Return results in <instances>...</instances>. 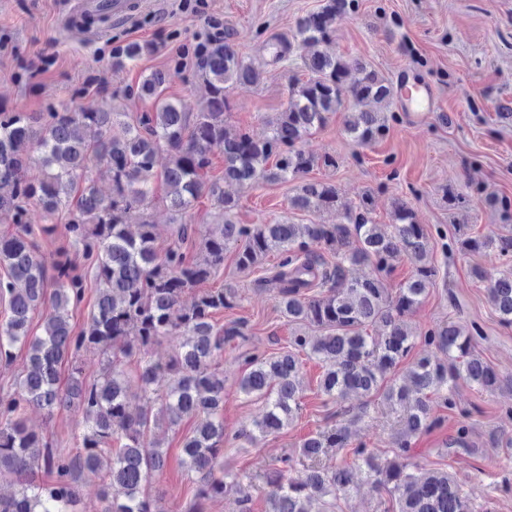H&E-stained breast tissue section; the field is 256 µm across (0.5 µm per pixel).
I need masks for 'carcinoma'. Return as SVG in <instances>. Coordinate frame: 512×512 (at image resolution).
Segmentation results:
<instances>
[{"mask_svg":"<svg viewBox=\"0 0 512 512\" xmlns=\"http://www.w3.org/2000/svg\"><path fill=\"white\" fill-rule=\"evenodd\" d=\"M359 7V0H321L318 10L296 22L292 39L271 43L277 61L299 51L308 79L292 77L288 108L267 121L264 138L232 134L224 125L230 90L255 78L229 32L197 49L208 96L193 115L165 95L176 66L153 71L128 88L127 96L151 101L149 112L51 106L44 112L0 113V212L10 213L17 226L16 233L0 237V299L8 304L0 320V362L26 350L13 394L0 397V479L14 487L8 494L0 491V512H79L84 473L99 478L96 495L105 503L103 512H157L152 477L163 471L166 453L155 429L163 422L176 426L186 417L196 419L182 446L188 471L199 475L196 499L232 495L237 512H251L249 489L224 466V372L216 367L224 345L245 337L244 324L219 327L213 321L216 312L236 305L239 293L225 286L204 289L189 303L182 299L186 290L224 269L231 244L238 245L237 268L248 273L269 253L280 255L259 283L276 292L280 313L295 326L288 350L245 355L239 390L264 401L265 413L238 438L255 444L294 421L302 410L303 355L323 364L321 394L338 401L350 393L363 398L351 422L380 405L400 423L384 459L366 443H352L349 427L340 421L305 438L298 451L284 453L265 475L266 512H340L359 480L379 496V512H494L490 505L476 510L448 471L421 464L411 448L412 438L440 424L432 397L451 410L458 383L481 390L501 383L477 351L473 333L448 321L418 335L409 324L438 273L429 255L430 234L415 210L397 199L394 223L378 224L368 195L348 209L345 224H238L237 200L224 195L219 184L221 179L245 187L284 183L318 164L336 168V157L310 153L302 141L343 109L344 130L354 143L365 146L386 135L387 117L359 106L390 102L394 84L366 63L327 50L336 21ZM151 51L149 43H127L112 55V67H132ZM218 144L224 149L219 178L212 175L211 157ZM163 154L167 164L160 170ZM97 164L106 165L111 175L105 195L90 177ZM204 196L222 218L218 235L205 234L204 225L195 222ZM338 199L334 184L308 180L290 204L320 213L336 208ZM156 201L175 213L164 248L157 246L147 214L136 232L128 230L130 213ZM33 206L51 217L67 214L48 259L38 255ZM197 244L199 257L190 253ZM453 244L464 254L492 251L505 260L493 278L480 267L472 268L471 276L487 283L499 322L512 327V228L492 237L472 236L459 224ZM399 255L413 265V274L392 290L387 287L390 260ZM358 267L371 268V275L354 276ZM90 277L93 310L77 328L72 314ZM37 313L42 333L32 336L29 326ZM371 327L380 335H370ZM419 336L439 355L418 358L401 377L387 379ZM162 337L176 341L166 365L143 355L134 373L122 368L133 355L132 342L145 350ZM91 349L103 355L105 367L99 378L88 380L77 354ZM65 365L71 376L63 386ZM133 387L150 404H159L158 410L148 406L131 414L127 394ZM71 404L87 421L74 454L51 447L26 425L31 408L51 416ZM450 447L472 452L467 426L457 429ZM333 451L346 452L351 461H331ZM40 471L51 480L40 481Z\"/></svg>","mask_w":512,"mask_h":512,"instance_id":"cac0c4a2","label":"carcinoma"}]
</instances>
